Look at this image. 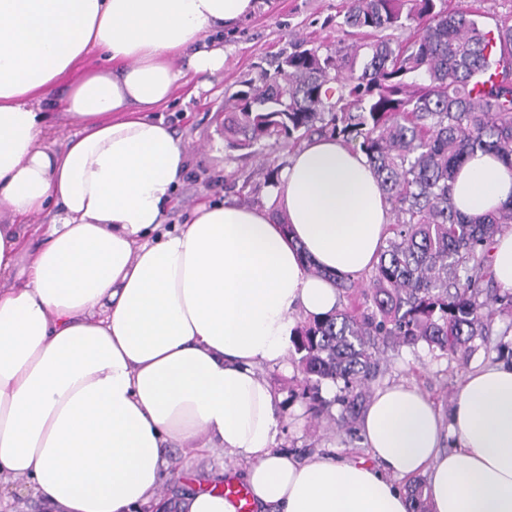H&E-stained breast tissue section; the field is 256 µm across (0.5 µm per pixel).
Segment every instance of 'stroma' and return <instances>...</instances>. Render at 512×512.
<instances>
[{
  "instance_id": "35a3bbf8",
  "label": "stroma",
  "mask_w": 512,
  "mask_h": 512,
  "mask_svg": "<svg viewBox=\"0 0 512 512\" xmlns=\"http://www.w3.org/2000/svg\"><path fill=\"white\" fill-rule=\"evenodd\" d=\"M256 8L233 30L224 33V69L209 79V89L189 93L194 76H187V88L179 90L163 109L162 116L174 129L187 155V170L174 192L167 214L166 229L184 223L190 210L204 201L230 198L245 206L263 207L271 202L267 186L270 167L286 165L291 147L279 142L270 148L267 159L229 147L221 131L224 92L235 82L253 77L259 64L287 49L293 36H301L323 46H335L342 34L324 26L326 17L335 15L343 0H255ZM512 347V316L495 315L486 339L475 340L468 365L475 367L498 360L499 345ZM291 374L264 368L263 375L285 397V417L280 449L299 455L321 453L344 455L362 453L360 435L339 427L338 406L314 414L302 397V375L296 370V356H289ZM451 357H438L426 345L403 347L385 352L381 371L372 388L386 384H406L427 395L442 413H449L454 394L465 373ZM169 467L160 487L161 495L179 503L186 471L203 474L220 470L226 464L223 449L216 448L183 468L179 451L168 450Z\"/></svg>"
}]
</instances>
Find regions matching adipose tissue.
I'll return each mask as SVG.
<instances>
[{"label": "adipose tissue", "instance_id": "ef3b65f1", "mask_svg": "<svg viewBox=\"0 0 512 512\" xmlns=\"http://www.w3.org/2000/svg\"><path fill=\"white\" fill-rule=\"evenodd\" d=\"M254 0H0V474L45 512H165L166 451L213 448L225 471L192 477L184 512H408L425 476L430 512H512V365L464 376L449 417L416 388L375 391L360 421L367 457L279 450L283 397L260 373L287 368L299 320L335 312L315 263L370 271L391 206L360 150L298 145L272 207L200 204L162 225L187 158L155 113L183 70L224 68L210 31ZM80 79L56 91L59 77ZM77 133L48 140L52 110ZM479 216L512 202V165L475 152L452 186ZM60 209L27 250L28 220ZM456 448H445L448 435Z\"/></svg>", "mask_w": 512, "mask_h": 512}]
</instances>
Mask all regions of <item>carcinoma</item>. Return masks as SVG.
<instances>
[{
  "label": "carcinoma",
  "mask_w": 512,
  "mask_h": 512,
  "mask_svg": "<svg viewBox=\"0 0 512 512\" xmlns=\"http://www.w3.org/2000/svg\"><path fill=\"white\" fill-rule=\"evenodd\" d=\"M346 0L326 25L371 41L325 49L295 36L274 69L225 92L224 138L263 154L339 137L368 158L396 221L370 271L372 288L336 282L348 304L306 321L292 341L303 392L316 400L338 388V424L355 425L389 347L424 344L466 359L512 292L482 295L489 245L512 225V202L467 218L454 209L455 170L476 151L512 165V23L479 26L473 0ZM416 22L408 42L394 31ZM409 512H428L422 483H409Z\"/></svg>",
  "instance_id": "obj_1"
}]
</instances>
